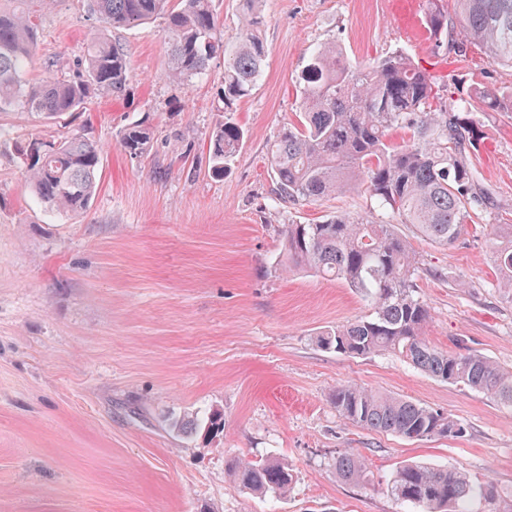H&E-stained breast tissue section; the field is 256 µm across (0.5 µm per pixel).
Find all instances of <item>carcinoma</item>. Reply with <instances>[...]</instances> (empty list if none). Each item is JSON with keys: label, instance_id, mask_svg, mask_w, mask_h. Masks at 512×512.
Returning a JSON list of instances; mask_svg holds the SVG:
<instances>
[{"label": "carcinoma", "instance_id": "carcinoma-1", "mask_svg": "<svg viewBox=\"0 0 512 512\" xmlns=\"http://www.w3.org/2000/svg\"><path fill=\"white\" fill-rule=\"evenodd\" d=\"M52 0H0V112L23 110L53 118L78 114L99 97L119 96L130 80L124 46L108 31L134 27L157 18L170 33L167 76L177 85L206 73L210 60L224 56V123L210 137L211 170L224 165L242 145L244 132L233 121L237 103L249 96L262 73L267 49L253 28L261 23L256 0H245L249 29L227 46L217 36L213 0H89L101 22L84 59L69 76L32 82L27 74L39 35L37 11ZM449 15L443 0H426L425 25L435 41L453 49L458 37L478 43L495 64L512 67V0H454ZM303 120L285 126L269 145L274 193L284 204L315 201L364 187L392 220L333 215L318 224L284 225L288 265L340 280L362 293L369 314L316 333V343L350 357L392 352L418 370L451 385L480 392L512 407V369L474 352L451 353L425 337L429 309L416 294L419 260L397 225L408 224L438 247L453 245L468 222L493 207L475 168L482 138L478 123L460 112L431 111L434 80L402 53L357 65L333 46L318 50L303 76ZM491 112H512V93L490 89L480 94ZM395 128L412 135L390 141ZM151 128L127 127L119 145L139 157L151 147ZM31 191L50 210L72 215L88 211L97 190L101 152L82 135L61 140L31 137L16 144ZM494 261L500 291L512 303V224L492 225ZM336 412L370 431L408 440L459 437L457 420L428 406L358 388L340 386L332 395ZM336 476L349 483L365 479L364 461L347 452L333 461ZM229 475L253 496L287 493L293 474L276 459L227 461ZM396 500L417 512H467L469 500L490 501L496 489L475 485L456 468L422 463L399 466L387 485Z\"/></svg>", "mask_w": 512, "mask_h": 512}]
</instances>
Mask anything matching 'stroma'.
Instances as JSON below:
<instances>
[{"label":"stroma","instance_id":"stroma-1","mask_svg":"<svg viewBox=\"0 0 512 512\" xmlns=\"http://www.w3.org/2000/svg\"><path fill=\"white\" fill-rule=\"evenodd\" d=\"M425 0H259L263 73L233 114L245 137L223 175L209 137L222 123L224 59L177 86L165 77L163 22L113 31L131 77L81 115L0 112V512H409L387 491L407 462L465 470L493 483L471 512H512V408L448 385L391 353L349 357L315 334L364 316L339 281L288 269L283 227L337 213L387 220L362 190L288 207L275 199L267 149L301 121L300 77L335 46L365 64L401 52L449 84L480 121L475 152L496 208L442 249L400 232L419 255L417 292L434 347L512 367V304L501 298L491 227L512 224V112H485L479 93L512 88V69L481 46H436ZM99 27L86 0L42 15L32 74L69 70ZM153 131L148 155L119 145L128 124ZM81 134L102 149L90 209L45 208L27 188L16 141ZM354 385L399 395L458 420L463 436L409 441L349 423L331 396ZM217 409L224 431L179 433L170 422ZM363 457L369 481L337 479V453ZM233 457L288 462L287 496L253 497L226 475Z\"/></svg>","mask_w":512,"mask_h":512}]
</instances>
